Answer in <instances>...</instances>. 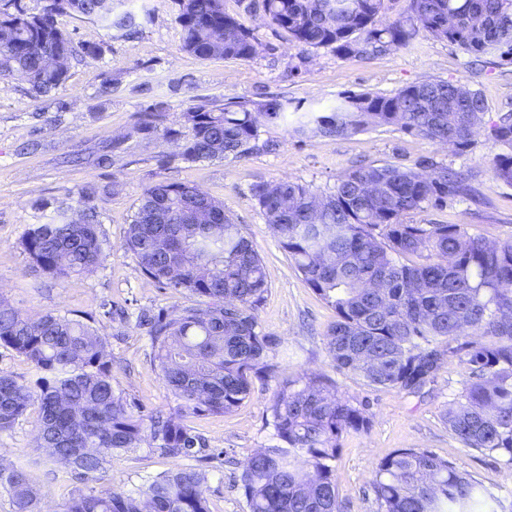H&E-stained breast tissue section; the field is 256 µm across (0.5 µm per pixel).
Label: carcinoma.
<instances>
[{
	"label": "carcinoma",
	"instance_id": "cac0c4a2",
	"mask_svg": "<svg viewBox=\"0 0 512 512\" xmlns=\"http://www.w3.org/2000/svg\"><path fill=\"white\" fill-rule=\"evenodd\" d=\"M0 0V81L20 80L46 94L66 80L74 54L55 17L69 11L136 29L134 14L113 16L110 0H45L30 15ZM181 48L201 59L246 61L258 53L251 29L224 11V0H177ZM379 27L384 0H261L269 22L297 45L371 56L425 35L512 63V0H407ZM295 136L341 137L394 125L431 141L472 149L485 101L467 85L415 83L391 96L343 94L327 112L302 100L201 102L182 113L185 162L241 158L260 149L262 123L288 121ZM505 153L496 180L512 186V114L492 125ZM426 175L395 164L350 169L325 196L288 179L260 180L252 197L295 269L336 320L325 331L333 367L373 389L420 395L449 359L464 364L463 392L443 418L464 447L512 457V239L490 245L460 224H412L408 215L442 208L473 192L468 177L429 162ZM98 214L86 198L57 202L47 224L21 240L33 267L53 278L89 273L103 257ZM125 251L164 288L201 299L179 313L145 319L167 389L194 412L226 414L272 371L275 337L259 326L266 290L262 259L224 203L185 182L143 190L128 224ZM416 256L419 261L405 263ZM0 345L23 355L42 376L31 386L0 374V432L37 405V447L54 463L89 477L138 447L145 418L116 395L102 338L66 315L21 314L0 299ZM280 444L251 454L239 483L249 512H344L332 462L342 438L368 430L363 404L344 400L320 377L279 382L267 407ZM161 452L195 454L202 438L184 416L150 419ZM207 474L175 467L135 491L78 493L63 512H209ZM370 486L380 512H485L497 502L456 463L421 448H401L375 467ZM0 489L15 512H35L27 473L0 463Z\"/></svg>",
	"mask_w": 512,
	"mask_h": 512
}]
</instances>
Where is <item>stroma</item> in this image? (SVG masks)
<instances>
[{"instance_id":"1","label":"stroma","mask_w":512,"mask_h":512,"mask_svg":"<svg viewBox=\"0 0 512 512\" xmlns=\"http://www.w3.org/2000/svg\"><path fill=\"white\" fill-rule=\"evenodd\" d=\"M112 9L137 15V34L126 35L96 18L57 16L58 27L79 49L58 89L37 95L17 80L0 83V297L32 317L91 316L112 362L115 392L145 416L177 410L181 402L164 384L139 317L161 309L177 312L199 300L147 278L123 243L146 187L190 182L223 202L263 260L267 290L257 316L278 341L273 357L278 371L275 378L255 382L251 396L231 413L186 415V424L206 443L196 456L169 458L147 433L139 447L118 454L93 478L46 458L36 446L37 411L29 409L11 430L0 432V455L27 471L39 492L38 512H62L73 493L95 492L108 483L133 491L177 466L207 471L202 491L210 512H248L238 476L250 454L277 443L266 412L269 399L278 379L305 373L328 378L340 397L364 403L370 418L368 432L344 436L333 463L344 512H379L371 474L400 448H423L455 462L495 493L499 512H512V458L464 447L442 418L464 388L463 364L451 359L421 397L374 390L336 371L324 341L336 314L295 270L250 193L259 180L287 178L326 194L356 165L412 167L432 160L467 173L475 196L418 210L412 223L461 224L491 243L512 239V187L496 181L490 169L491 159L503 151L490 127L512 113V63L423 36L375 57H341L328 48L290 42L268 24L257 0H224L225 12L253 30L257 55L248 61L203 60L181 49L177 0H112ZM88 45L102 46L101 57L83 56ZM436 79L467 84L484 96L485 124L468 152L394 126L298 138L284 124L266 123L260 133L264 148L248 156L194 163L178 156L173 131L181 126L182 112L201 98L219 107L231 98L262 102L283 96L326 110L343 93L390 96ZM154 106L163 121L141 128L139 113ZM67 195L87 197L95 206L104 258L91 274L54 279L32 267L20 241L30 225L50 222L56 200Z\"/></svg>"}]
</instances>
